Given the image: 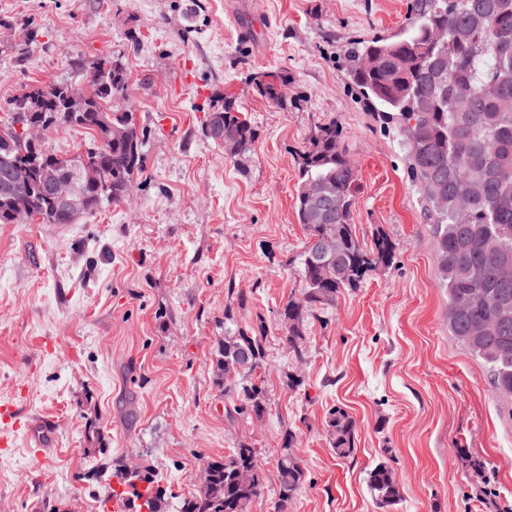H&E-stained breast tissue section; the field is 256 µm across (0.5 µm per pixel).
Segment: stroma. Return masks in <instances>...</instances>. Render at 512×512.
Returning a JSON list of instances; mask_svg holds the SVG:
<instances>
[{
    "label": "stroma",
    "instance_id": "35a3bbf8",
    "mask_svg": "<svg viewBox=\"0 0 512 512\" xmlns=\"http://www.w3.org/2000/svg\"><path fill=\"white\" fill-rule=\"evenodd\" d=\"M409 0H0L24 59L0 50V126L25 85L89 81L121 63L143 131L145 163L127 201L73 224H0V512H104L103 466L150 468L168 480V512L195 496L204 465L246 444L264 489L250 512H275L285 432L305 473L291 512H383L367 486L393 469L391 512L512 510V399L448 334L424 194L409 175L404 132L352 89L343 52L402 32ZM291 75L289 104L256 76ZM233 97L256 138L241 159L205 133ZM336 121L359 172L357 237L397 245L393 263L305 319L302 357L279 311L304 290L297 218L299 153ZM46 150L70 158L92 131L60 125ZM244 330L266 338L267 410L236 414L213 349ZM302 385L285 386L286 375ZM357 426L337 459L326 413ZM52 419L44 428L43 419ZM496 493L484 497L485 484Z\"/></svg>",
    "mask_w": 512,
    "mask_h": 512
}]
</instances>
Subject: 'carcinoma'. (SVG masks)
<instances>
[{
	"instance_id": "cac0c4a2",
	"label": "carcinoma",
	"mask_w": 512,
	"mask_h": 512,
	"mask_svg": "<svg viewBox=\"0 0 512 512\" xmlns=\"http://www.w3.org/2000/svg\"><path fill=\"white\" fill-rule=\"evenodd\" d=\"M345 59L360 99L406 134L410 173L424 190L425 216L435 239L439 285L448 294V334L483 364L497 393L512 398V0H413L403 34L353 42ZM289 83L288 75L271 72L257 87L280 103ZM127 90L123 66L104 58L94 66L87 88L76 81L28 85L8 103L11 117L0 130V168L21 174L29 193L23 200L0 195V224L19 223L15 213L22 207L42 224L67 223L40 188L38 170L29 165L32 156L70 181L85 201L84 215L105 201L125 199L144 163L143 134L132 114L112 111V99ZM76 91L86 97V108L74 116L64 102ZM38 118L50 128L65 124L92 130L97 144L73 158L32 147L18 125ZM217 125L224 139L238 144L235 155L250 150L255 131L233 98L224 97V104L208 113L207 130ZM115 128L127 130V138L112 140ZM212 140L222 144L216 136ZM300 176L298 221L308 243L336 236L338 275L334 282L324 281L319 260L304 246L300 272L305 292L280 311L284 339L298 356L308 313L319 304H334L368 270L389 266L396 252L383 232L375 235L371 251L357 238L358 170L347 158L336 123L322 126L302 152ZM316 181L336 204L328 219L304 195L305 185ZM213 362L224 392L236 395L234 412L262 417L266 389L254 374L266 364L263 337L246 331L226 336ZM326 425L336 455L350 457L354 421L334 407ZM292 440L286 434L277 458L275 512H291L305 479ZM118 480L130 493L132 512H167L168 487L151 471L120 470ZM368 486L381 508L400 500L393 470L385 462L369 471ZM262 487L256 450L242 445L221 461L207 462L198 494L183 501L181 512H249Z\"/></svg>"
}]
</instances>
